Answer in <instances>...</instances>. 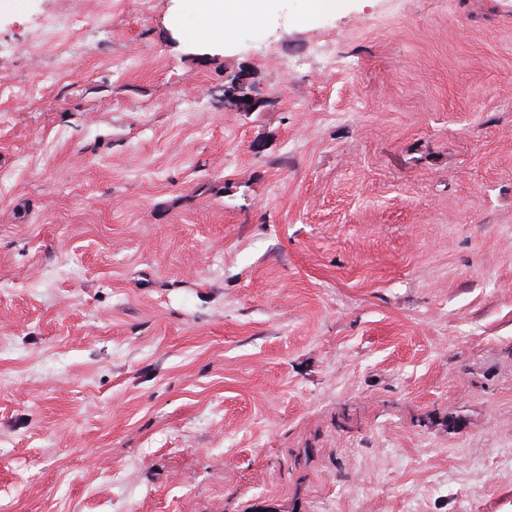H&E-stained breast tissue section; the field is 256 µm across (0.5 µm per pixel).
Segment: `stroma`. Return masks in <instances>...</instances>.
<instances>
[{
	"mask_svg": "<svg viewBox=\"0 0 512 512\" xmlns=\"http://www.w3.org/2000/svg\"><path fill=\"white\" fill-rule=\"evenodd\" d=\"M206 30L0 0V512H512V0Z\"/></svg>",
	"mask_w": 512,
	"mask_h": 512,
	"instance_id": "1",
	"label": "stroma"
}]
</instances>
